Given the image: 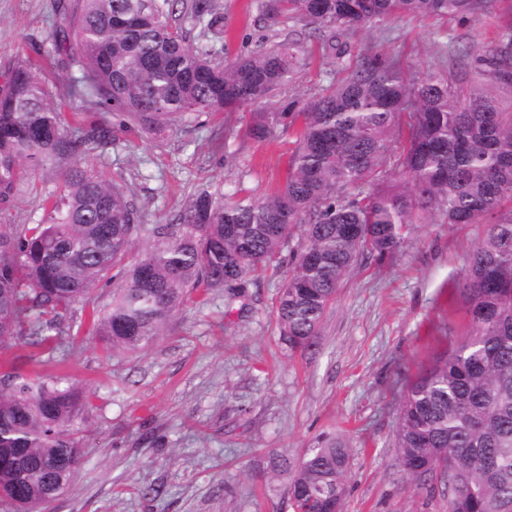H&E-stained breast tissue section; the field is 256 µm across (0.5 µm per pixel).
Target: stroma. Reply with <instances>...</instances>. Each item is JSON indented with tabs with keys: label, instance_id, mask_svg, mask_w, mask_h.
<instances>
[{
	"label": "stroma",
	"instance_id": "stroma-1",
	"mask_svg": "<svg viewBox=\"0 0 512 512\" xmlns=\"http://www.w3.org/2000/svg\"><path fill=\"white\" fill-rule=\"evenodd\" d=\"M55 4L0 0V72L18 46L50 48ZM260 4L218 0L224 55L251 54L296 30L293 21L257 22ZM511 27L512 0H498L476 22L401 14L350 43L422 79L443 68L446 44L482 55ZM329 71L308 45L284 96L310 95L328 85ZM252 111L246 105L203 122L186 118L152 136L123 116H105L112 140L88 164L133 200L142 226L135 253L150 244V228L169 223L199 188L238 185L259 199L283 184L295 136L281 126L267 140H252ZM33 180L35 189L18 195L7 222L44 221L43 197L59 178L39 170ZM479 235L476 225L415 224L391 258L360 257L315 347L303 351L288 348L274 313L301 233L242 281L240 298L221 288L194 292L164 335L136 353L105 349L90 335L92 310L112 300L111 284L100 283L63 317L64 349L51 356L19 342L0 349V374L64 375L82 391L75 422L82 458L47 512H290L286 482L272 478L268 455L301 459L325 433L350 450L342 512H448L445 498L416 488L396 466L394 438L404 391L448 346L444 325L466 331L460 287ZM151 486L161 496L148 495Z\"/></svg>",
	"mask_w": 512,
	"mask_h": 512
}]
</instances>
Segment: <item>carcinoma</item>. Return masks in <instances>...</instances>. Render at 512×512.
<instances>
[{
  "instance_id": "cac0c4a2",
  "label": "carcinoma",
  "mask_w": 512,
  "mask_h": 512,
  "mask_svg": "<svg viewBox=\"0 0 512 512\" xmlns=\"http://www.w3.org/2000/svg\"><path fill=\"white\" fill-rule=\"evenodd\" d=\"M497 0H262L258 20L301 24L322 57L346 76L328 88L253 113L256 141L279 126L296 134L283 185L257 200L202 190L128 263L140 231L125 189L85 166L110 139L85 111L65 121L42 71L60 63L80 76L71 94L100 114L118 113L156 134L188 115L270 101L292 81L304 45L281 40L248 57H216L224 40L216 0H58L64 26L52 49L21 48L0 83V214L46 165L65 166L44 197L47 221L0 223V347L21 341L53 354L61 317L105 278L112 302L95 319L107 348L140 351L163 335L187 296L233 288L270 263L296 227L293 256L275 309L292 350L315 345L339 283L363 255L383 261L412 224H476L462 293L465 335L437 355L402 398L397 464L420 488L448 498V512H512V33L492 53L448 52L449 71L416 80L399 63L342 39L404 13L477 21ZM201 26L192 48L170 22ZM79 391L62 378L0 376V459L21 451L23 478L0 467V501L37 512L57 496L81 458ZM58 458L56 472L45 460ZM293 512H340L349 449L324 436L299 462L272 453Z\"/></svg>"
}]
</instances>
